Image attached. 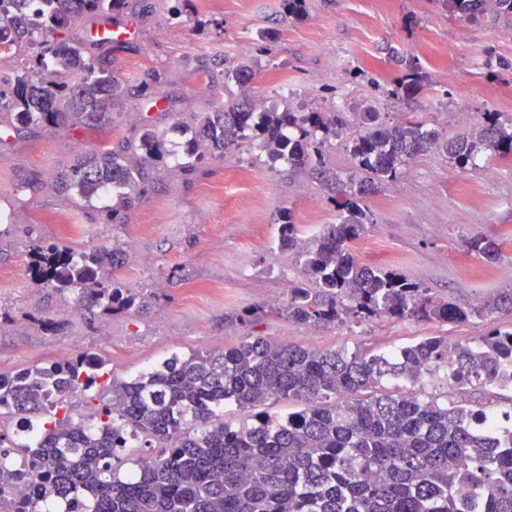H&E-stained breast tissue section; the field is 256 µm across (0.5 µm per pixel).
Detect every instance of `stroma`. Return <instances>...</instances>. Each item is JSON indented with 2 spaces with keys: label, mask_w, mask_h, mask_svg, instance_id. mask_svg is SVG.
Returning <instances> with one entry per match:
<instances>
[{
  "label": "stroma",
  "mask_w": 512,
  "mask_h": 512,
  "mask_svg": "<svg viewBox=\"0 0 512 512\" xmlns=\"http://www.w3.org/2000/svg\"><path fill=\"white\" fill-rule=\"evenodd\" d=\"M181 18H173L172 6ZM129 33L112 53L122 81L112 102L113 145L138 163L133 145L143 128L167 134V165L149 168L132 209L106 214L111 196L92 200L69 191L81 153L96 147L82 127L61 124L23 136L0 122V373L72 358L83 349L104 357L112 377L138 374L171 354L221 352L261 336L321 351H386L430 336L471 344L493 331H512V316L490 313L463 324L373 317L361 322L300 324L272 305L285 283L300 278L294 255L276 246L277 218L292 210L303 242L340 214L324 182L309 169L268 165L257 142L191 173L183 160L182 127L194 114L223 108L238 94L225 81L259 44L247 93L273 106L278 75L302 108L356 111L363 89L351 72L392 78L389 57L418 56L426 87L411 98L380 104L392 121H424L455 135L464 126L455 100L466 94L472 113L484 108L512 121V23L472 24L431 11L426 0H307L306 15L288 17L283 0H132L120 19ZM372 226L356 242L363 262L398 269L434 295L466 307L512 290V162L479 160L450 167L433 150L415 158L399 179L369 195ZM442 217L426 222L428 212ZM475 237L496 241L489 264L472 251ZM134 243L118 278L150 302L148 310L112 317L77 310L70 296L37 285L28 271L35 247L86 251ZM250 312L247 323L236 317ZM429 394L469 401L500 414L512 393L423 383Z\"/></svg>",
  "instance_id": "stroma-1"
}]
</instances>
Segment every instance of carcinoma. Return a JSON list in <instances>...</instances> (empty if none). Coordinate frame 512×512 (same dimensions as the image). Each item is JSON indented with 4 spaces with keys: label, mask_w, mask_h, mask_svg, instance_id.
Segmentation results:
<instances>
[{
    "label": "carcinoma",
    "mask_w": 512,
    "mask_h": 512,
    "mask_svg": "<svg viewBox=\"0 0 512 512\" xmlns=\"http://www.w3.org/2000/svg\"><path fill=\"white\" fill-rule=\"evenodd\" d=\"M0 0V41L26 46L0 115L15 131L49 127L83 116L99 148L73 170L70 189L83 199L134 188L142 168L166 163L165 136L146 130L131 167L106 141L122 83L109 57L86 54L68 35L81 18L115 19L128 0ZM433 11L478 24L491 14L512 21V0H427ZM402 77L367 79L361 112L258 109L246 94L195 119L185 171L207 157H225L243 139L260 141L267 160L310 168L336 185V207L348 214L328 224L310 245L298 236L292 211L278 216L277 246L295 255L303 278L288 283L281 307L298 323L377 316L462 323L488 312L512 315V290L464 309L430 294L399 271L360 262L352 245L371 223L366 196L398 179L422 153L436 149L462 170L481 156L512 155V132L500 113H480L477 127L443 136L421 121L386 120L381 100L409 98L427 73L401 59ZM345 139L353 174L334 179L321 168L323 150ZM471 249L496 263L495 241ZM127 252L98 246L76 253L38 248L31 272L41 284L74 296L78 308L113 316L146 302L114 277ZM313 287H308V284ZM106 361L80 350L64 363L0 375V418L20 417L27 441L0 432V512H512V427L494 413L459 401L442 402L415 389L423 375L446 373L458 388L512 390V332L496 331L473 345L432 336L393 352L315 351L247 336L219 354H174L149 371L102 383ZM99 402L93 420L68 399ZM296 401L297 411L268 413L269 402ZM254 409L255 421L232 426L224 406ZM129 448L145 449L130 460ZM52 473L21 492L17 456Z\"/></svg>",
    "instance_id": "obj_1"
}]
</instances>
